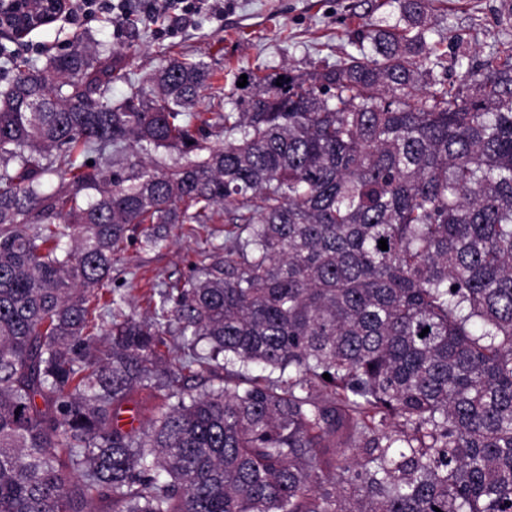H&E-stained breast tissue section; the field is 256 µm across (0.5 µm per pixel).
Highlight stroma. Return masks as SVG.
<instances>
[{
    "mask_svg": "<svg viewBox=\"0 0 512 512\" xmlns=\"http://www.w3.org/2000/svg\"><path fill=\"white\" fill-rule=\"evenodd\" d=\"M499 0H438L435 18L452 25L468 43L474 59L492 45L512 42V31L497 26ZM393 7L382 0H198L192 14L164 9L161 0H130L122 18L96 14L79 26L62 22L40 27L24 38L0 37L18 58L44 64L47 57L91 39L126 55L125 71L143 79L172 55L204 58L214 63L217 85L229 87L226 66L270 70L292 68L301 73L315 64H335L363 24L393 18ZM224 227L208 224L188 231L171 230L167 248L145 247L134 235L118 255L111 286L127 299L125 311L147 315L146 298L152 282L189 275L201 252L223 243Z\"/></svg>",
    "mask_w": 512,
    "mask_h": 512,
    "instance_id": "35a3bbf8",
    "label": "stroma"
}]
</instances>
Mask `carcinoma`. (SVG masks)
<instances>
[{
  "mask_svg": "<svg viewBox=\"0 0 512 512\" xmlns=\"http://www.w3.org/2000/svg\"><path fill=\"white\" fill-rule=\"evenodd\" d=\"M391 2L209 118L202 59L134 81L79 43L0 89V512H512V44L475 65L432 0ZM176 224L224 247L137 320L115 256Z\"/></svg>",
  "mask_w": 512,
  "mask_h": 512,
  "instance_id": "carcinoma-1",
  "label": "carcinoma"
}]
</instances>
